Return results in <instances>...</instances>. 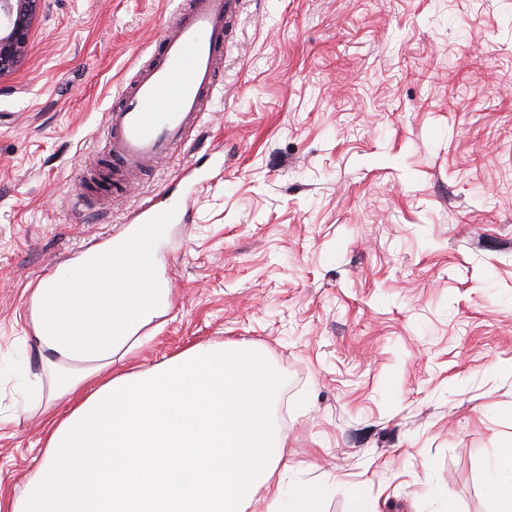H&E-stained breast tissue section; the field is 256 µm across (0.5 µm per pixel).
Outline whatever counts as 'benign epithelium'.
Wrapping results in <instances>:
<instances>
[{
    "label": "benign epithelium",
    "mask_w": 512,
    "mask_h": 512,
    "mask_svg": "<svg viewBox=\"0 0 512 512\" xmlns=\"http://www.w3.org/2000/svg\"><path fill=\"white\" fill-rule=\"evenodd\" d=\"M42 0H0V77L25 57L33 19Z\"/></svg>",
    "instance_id": "1"
}]
</instances>
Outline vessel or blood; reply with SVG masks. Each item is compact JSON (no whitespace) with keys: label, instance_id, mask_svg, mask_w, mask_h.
<instances>
[{"label":"vessel or blood","instance_id":"vessel-or-blood-1","mask_svg":"<svg viewBox=\"0 0 512 512\" xmlns=\"http://www.w3.org/2000/svg\"><path fill=\"white\" fill-rule=\"evenodd\" d=\"M242 0H188L180 8L162 48L152 54L119 93L103 131L112 161V195L130 190V180L150 162L181 150L187 133L202 121L216 88L224 58L226 31ZM137 226L164 239L187 212L148 204L136 214Z\"/></svg>","mask_w":512,"mask_h":512}]
</instances>
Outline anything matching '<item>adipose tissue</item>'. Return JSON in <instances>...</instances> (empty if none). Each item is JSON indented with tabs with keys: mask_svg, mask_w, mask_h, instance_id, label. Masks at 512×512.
Returning a JSON list of instances; mask_svg holds the SVG:
<instances>
[{
	"mask_svg": "<svg viewBox=\"0 0 512 512\" xmlns=\"http://www.w3.org/2000/svg\"><path fill=\"white\" fill-rule=\"evenodd\" d=\"M103 251L113 264H100ZM163 273L158 240L131 226L30 288L41 453L0 512H312L307 493L283 500L286 437L271 424L280 381L260 351L205 343L114 372L171 306ZM487 490L496 512H512L511 443Z\"/></svg>",
	"mask_w": 512,
	"mask_h": 512,
	"instance_id": "1",
	"label": "adipose tissue"
}]
</instances>
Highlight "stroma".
<instances>
[{"mask_svg":"<svg viewBox=\"0 0 512 512\" xmlns=\"http://www.w3.org/2000/svg\"><path fill=\"white\" fill-rule=\"evenodd\" d=\"M170 0H44L0 78V490L42 434L26 294L211 170L161 244L170 310L136 355L260 349L281 384L285 488L314 512H494L512 441V0H244L220 91L121 203L85 172ZM448 491L437 501L432 488ZM511 482L512 444L509 443L498 449L493 472L487 484L489 494L496 501V512H512Z\"/></svg>","mask_w":512,"mask_h":512,"instance_id":"stroma-1","label":"stroma"}]
</instances>
